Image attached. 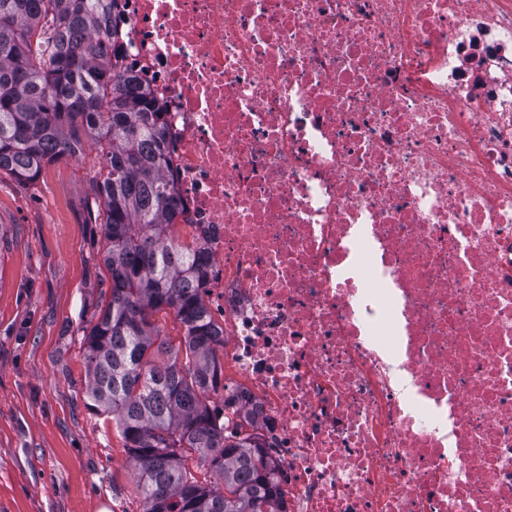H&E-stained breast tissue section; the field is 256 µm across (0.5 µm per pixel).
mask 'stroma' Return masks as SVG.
Returning a JSON list of instances; mask_svg holds the SVG:
<instances>
[{
  "mask_svg": "<svg viewBox=\"0 0 512 512\" xmlns=\"http://www.w3.org/2000/svg\"><path fill=\"white\" fill-rule=\"evenodd\" d=\"M95 153L0 178V512H142L111 417L86 397L84 335L110 296Z\"/></svg>",
  "mask_w": 512,
  "mask_h": 512,
  "instance_id": "1",
  "label": "stroma"
}]
</instances>
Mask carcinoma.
Listing matches in <instances>:
<instances>
[{
    "mask_svg": "<svg viewBox=\"0 0 512 512\" xmlns=\"http://www.w3.org/2000/svg\"><path fill=\"white\" fill-rule=\"evenodd\" d=\"M108 0H0V175L32 183L94 151L111 293L84 335L87 395L112 416L142 512H286L280 463L224 409L249 412L221 385L224 326L202 296L206 263L179 240L164 176L162 108L134 89L117 43L102 40ZM169 310L180 343L153 317Z\"/></svg>",
    "mask_w": 512,
    "mask_h": 512,
    "instance_id": "obj_1",
    "label": "carcinoma"
}]
</instances>
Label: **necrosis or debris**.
<instances>
[{
    "label": "necrosis or debris",
    "instance_id": "4bbe7bcc",
    "mask_svg": "<svg viewBox=\"0 0 512 512\" xmlns=\"http://www.w3.org/2000/svg\"><path fill=\"white\" fill-rule=\"evenodd\" d=\"M114 7L288 512H512V0Z\"/></svg>",
    "mask_w": 512,
    "mask_h": 512
}]
</instances>
